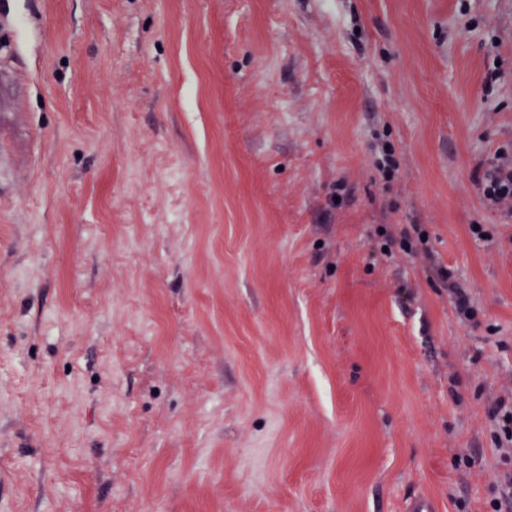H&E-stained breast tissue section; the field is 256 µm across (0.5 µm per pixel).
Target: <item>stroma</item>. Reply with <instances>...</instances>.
<instances>
[{
  "label": "stroma",
  "instance_id": "1",
  "mask_svg": "<svg viewBox=\"0 0 512 512\" xmlns=\"http://www.w3.org/2000/svg\"><path fill=\"white\" fill-rule=\"evenodd\" d=\"M2 38L0 512H497L512 0H0ZM476 185L485 205L512 219V151L497 150L476 170Z\"/></svg>",
  "mask_w": 512,
  "mask_h": 512
}]
</instances>
